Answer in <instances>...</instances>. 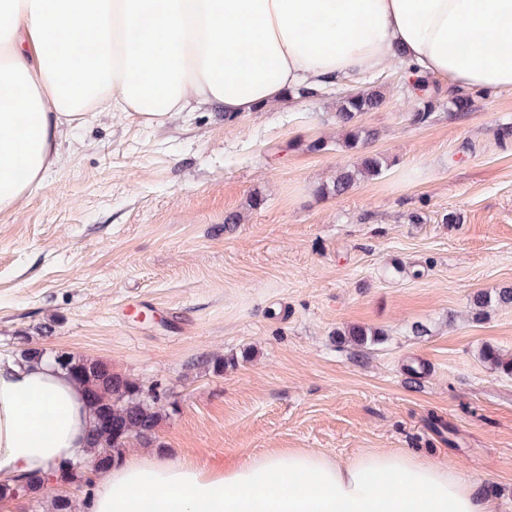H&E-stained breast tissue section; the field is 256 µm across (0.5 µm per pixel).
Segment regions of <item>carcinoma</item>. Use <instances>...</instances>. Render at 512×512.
<instances>
[{
  "instance_id": "carcinoma-1",
  "label": "carcinoma",
  "mask_w": 512,
  "mask_h": 512,
  "mask_svg": "<svg viewBox=\"0 0 512 512\" xmlns=\"http://www.w3.org/2000/svg\"><path fill=\"white\" fill-rule=\"evenodd\" d=\"M383 102V93L377 89L348 93L336 105V125L344 130L342 147L360 153L358 165L342 169L328 187V193L335 196L346 194L362 178L375 177L383 168V159L364 151L374 141L378 132L358 125V117L364 112L378 108ZM440 106L438 91L425 93L416 101L411 120L425 124ZM512 304V287L499 290L496 296L477 293L471 298V305L478 311L493 304ZM344 340L360 347L382 342L383 332L361 326H351L341 332ZM21 347L16 356L27 360L47 359L65 370L71 380L86 392L88 403L94 413L90 448L97 466L104 469L119 455L134 445L145 448L153 446L156 431L163 418L165 392L156 384H146L138 379L118 374L112 367L96 359L76 358L66 352L48 353L31 346L25 336L18 337ZM483 360L492 369L512 376V355H505L499 349L487 346L482 351ZM81 487L85 483V464L80 459L65 460L58 464L50 476L37 478L20 476L11 487H0V502L20 497H32L42 490L43 485L52 483Z\"/></svg>"
}]
</instances>
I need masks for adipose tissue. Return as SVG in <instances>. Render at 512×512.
Instances as JSON below:
<instances>
[{"label": "adipose tissue", "mask_w": 512, "mask_h": 512, "mask_svg": "<svg viewBox=\"0 0 512 512\" xmlns=\"http://www.w3.org/2000/svg\"><path fill=\"white\" fill-rule=\"evenodd\" d=\"M449 94L512 89V0H0V213L102 112L162 126L199 105L253 112L391 63ZM93 415L54 363L0 360V484L89 454ZM77 512H494L479 482L397 451L301 449L223 469L146 450L88 468Z\"/></svg>", "instance_id": "ef3b65f1"}]
</instances>
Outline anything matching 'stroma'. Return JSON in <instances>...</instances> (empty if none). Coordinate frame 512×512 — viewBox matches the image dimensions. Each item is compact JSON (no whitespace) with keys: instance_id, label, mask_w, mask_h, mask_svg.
<instances>
[{"instance_id":"stroma-1","label":"stroma","mask_w":512,"mask_h":512,"mask_svg":"<svg viewBox=\"0 0 512 512\" xmlns=\"http://www.w3.org/2000/svg\"><path fill=\"white\" fill-rule=\"evenodd\" d=\"M371 82L385 100L359 122L385 163L339 197L323 189L356 157L336 87L232 119L110 112L66 131L43 185L0 214V355L26 335L162 383L177 410L157 437L177 461L387 448L481 478L512 512V377L480 357L512 354V306L470 313L512 285V90L475 93L469 112L440 90L416 125L399 71ZM352 325L383 342L337 344Z\"/></svg>"}]
</instances>
